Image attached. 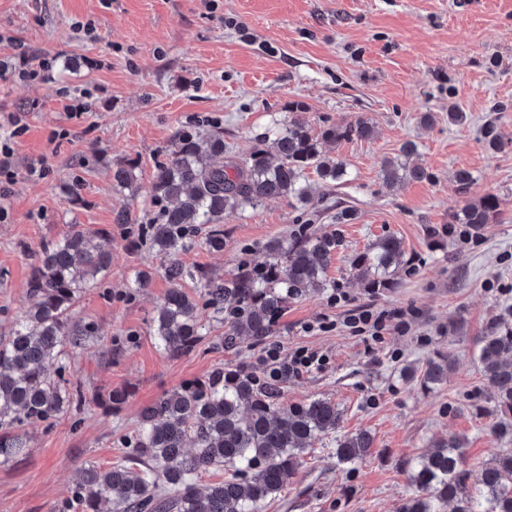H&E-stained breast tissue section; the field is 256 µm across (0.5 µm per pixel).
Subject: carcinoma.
Returning <instances> with one entry per match:
<instances>
[{
	"mask_svg": "<svg viewBox=\"0 0 512 512\" xmlns=\"http://www.w3.org/2000/svg\"><path fill=\"white\" fill-rule=\"evenodd\" d=\"M307 112L305 104L293 103L288 118L275 123L273 154L263 147L267 135L240 158L224 141V128L187 127L176 133L167 158L155 165L150 201L158 212L141 235L149 238L172 283L153 318L154 337L169 355L195 348L207 309L234 312L221 338L230 348L244 337L273 335L289 302L330 287L328 270L338 241L308 232L269 241L262 269L241 265L229 278L188 269L179 258L186 239L204 228L206 244L224 249V219L245 206L277 197L309 203V187L301 181L307 169L331 182L347 177L346 163L325 154L322 144L368 138L372 126L359 118L315 128ZM134 170L132 164L117 166L113 185L130 186ZM429 177L425 168L398 160L384 169V178L395 184ZM455 180L460 200L448 213V223L476 237L501 220L498 196H470V171H457ZM107 242H112L111 232L105 229L70 224L62 237L42 247L30 275V305L11 336L0 341V462L23 453L26 422L48 421L81 402V392L62 377V356L65 348H82L96 335L93 328L73 322L71 311L110 272ZM408 263L401 241L387 236L357 255L351 267L375 294L396 287ZM186 278L202 288L200 298L182 288ZM479 362L501 413L493 433L512 434V328L496 325L481 337ZM451 367L444 355L427 361L420 386L443 384ZM340 418L329 399L282 406L276 391L252 373L217 368L142 408L127 455L107 469L85 467L59 512H101L106 503L108 512H258L261 503L282 491L310 445L337 431ZM372 448L371 434L359 431L340 436L335 455L339 463L352 464ZM465 465L460 438L440 440L429 453L404 461L416 494L400 512H439L438 505L448 501L456 503V512H512V452L499 453L484 465L474 491L466 486ZM212 467L231 471V477L202 491L196 477Z\"/></svg>",
	"mask_w": 512,
	"mask_h": 512,
	"instance_id": "1",
	"label": "carcinoma"
}]
</instances>
